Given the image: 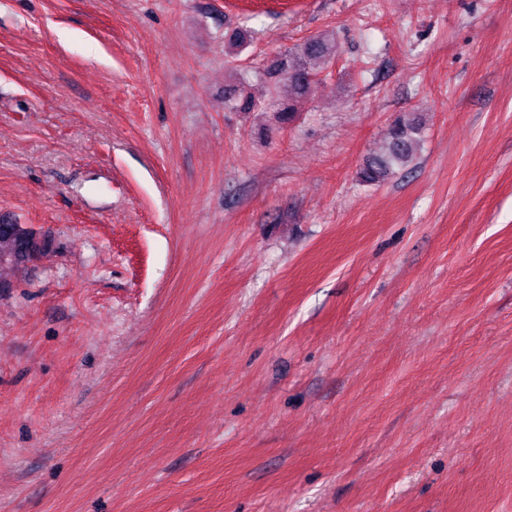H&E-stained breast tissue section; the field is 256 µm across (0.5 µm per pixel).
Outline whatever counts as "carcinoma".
<instances>
[{
    "label": "carcinoma",
    "instance_id": "carcinoma-1",
    "mask_svg": "<svg viewBox=\"0 0 512 512\" xmlns=\"http://www.w3.org/2000/svg\"><path fill=\"white\" fill-rule=\"evenodd\" d=\"M337 45L321 37H313L290 53L288 63H280L274 73L285 75L293 91L288 103L277 104L281 122L286 123L298 112L296 99L303 98L315 78L335 57ZM225 105L236 112H254L260 101L245 91L240 85L227 91ZM419 129L412 119L400 115L396 117L389 132L387 152L368 159L358 172L361 182L376 184L392 177L396 170L407 166L413 157ZM47 248V241L37 237L32 229L24 224H7L0 228V271L18 269L30 262L35 255Z\"/></svg>",
    "mask_w": 512,
    "mask_h": 512
}]
</instances>
